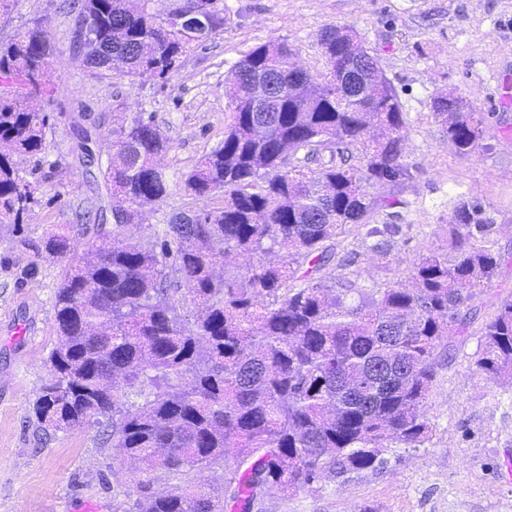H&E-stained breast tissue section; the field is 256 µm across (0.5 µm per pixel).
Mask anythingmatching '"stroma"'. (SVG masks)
<instances>
[{
  "label": "stroma",
  "instance_id": "35a3bbf8",
  "mask_svg": "<svg viewBox=\"0 0 512 512\" xmlns=\"http://www.w3.org/2000/svg\"><path fill=\"white\" fill-rule=\"evenodd\" d=\"M224 24L192 46L167 78L141 81L117 75L98 80L81 64L76 13L62 0H15L0 13V43L41 23L54 47L52 94L32 105L50 116L44 147L15 156L31 183L35 204L23 229L0 237V512H76L92 502L100 512H131L141 493L131 465L102 440L100 428L54 431L36 419L33 404L52 377L47 358L58 341L54 294L69 263L92 242L74 213L107 204L103 181L86 175L75 123H99L96 149L112 150L113 118L151 112L168 141L158 163L171 179L168 197L146 210L125 234L153 243L171 215L213 209L224 199L186 193L181 177L224 138L233 113L225 94L228 72L254 47L287 43L307 70L327 68L321 31H355L375 54L405 117L402 161L413 180L391 188L401 203L409 244L396 245L385 265L362 252L355 269L365 285H411L420 254L443 253L447 224L459 196L478 198L495 220L505 263L474 300L479 311L466 337L438 368L428 399L433 432L415 448L396 446L376 471L323 477L293 493L269 489L262 512H512V379H492L476 366L482 331L512 296V0H222ZM461 97L485 116L483 147L455 152L432 114L436 97ZM73 225L63 260L36 252L46 232Z\"/></svg>",
  "mask_w": 512,
  "mask_h": 512
}]
</instances>
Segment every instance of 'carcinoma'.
Listing matches in <instances>:
<instances>
[{
  "mask_svg": "<svg viewBox=\"0 0 512 512\" xmlns=\"http://www.w3.org/2000/svg\"><path fill=\"white\" fill-rule=\"evenodd\" d=\"M126 2L78 0L84 69L110 78L108 61L121 57L129 77L166 78L194 43L191 29L148 11L147 0L138 10ZM320 40L324 75L295 77V52L278 41L234 66L232 123L183 179L196 197L224 194V206L174 215L152 245L129 242L124 228L168 195L154 114L112 130L105 158L91 130H79L86 171L112 193L108 206L79 215L91 257L69 265L57 288L53 378L34 412L56 431L98 420L138 464L139 488L157 469L219 465L224 493L250 512L269 487L288 493L383 467L394 445L429 439L427 399L449 339L467 335L478 290L501 272L494 220L475 198L457 201L448 250L420 255L410 288H368L352 269L357 252L336 257V239L351 231L359 247L389 257L403 235L387 212L398 200L370 189L413 173L401 161L398 96L361 38L330 26ZM53 54L39 22L0 45V231L20 232L34 203L12 156L43 149L49 117L29 99L51 92ZM459 102L439 96L433 111L464 156L481 146L485 116ZM69 232L63 224L48 234L44 253L66 257ZM275 250L277 261L240 281L217 273L230 255ZM331 265L339 273L327 281L320 272ZM188 300L198 308L191 321L180 313ZM476 366L512 377V300L486 324ZM136 509L224 512V502L179 484Z\"/></svg>",
  "mask_w": 512,
  "mask_h": 512,
  "instance_id": "obj_1",
  "label": "carcinoma"
}]
</instances>
